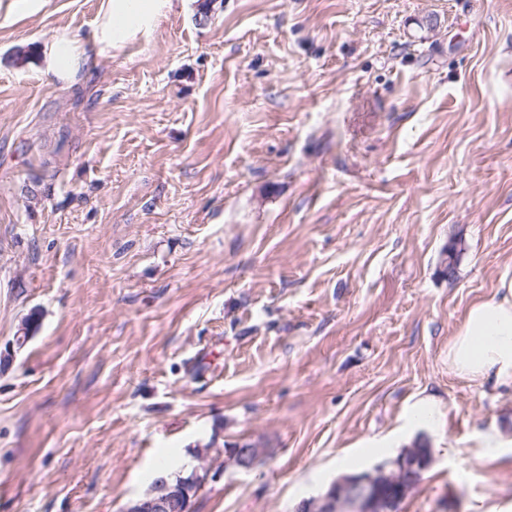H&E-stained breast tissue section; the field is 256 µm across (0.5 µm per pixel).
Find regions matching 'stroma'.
<instances>
[{
  "instance_id": "35a3bbf8",
  "label": "stroma",
  "mask_w": 512,
  "mask_h": 512,
  "mask_svg": "<svg viewBox=\"0 0 512 512\" xmlns=\"http://www.w3.org/2000/svg\"><path fill=\"white\" fill-rule=\"evenodd\" d=\"M100 4L0 27V512L243 443L191 512H295L418 438L399 512H512V382L448 367L512 277V0H173L42 75ZM173 0H102L89 45L67 30H57L41 49L42 74L68 84L89 72L100 57L147 39L172 9ZM263 453V448H233L228 459L224 460V468L227 464H231L239 470L249 471L256 467Z\"/></svg>"
}]
</instances>
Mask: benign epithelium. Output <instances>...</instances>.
Instances as JSON below:
<instances>
[{
    "instance_id": "7a95c632",
    "label": "benign epithelium",
    "mask_w": 512,
    "mask_h": 512,
    "mask_svg": "<svg viewBox=\"0 0 512 512\" xmlns=\"http://www.w3.org/2000/svg\"><path fill=\"white\" fill-rule=\"evenodd\" d=\"M264 450L254 447L234 448L224 464L249 471L256 467ZM418 469V463L403 458L393 463H379L347 483L334 482L325 493L305 501L300 512H397L400 499L382 492L380 480L397 481L407 470ZM191 492L182 484L173 485L159 476L152 489L131 501L123 512H173L190 510Z\"/></svg>"
}]
</instances>
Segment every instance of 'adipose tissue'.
Listing matches in <instances>:
<instances>
[{
	"mask_svg": "<svg viewBox=\"0 0 512 512\" xmlns=\"http://www.w3.org/2000/svg\"><path fill=\"white\" fill-rule=\"evenodd\" d=\"M172 8V0H101L90 41L55 31L41 49L42 73L72 82L100 57L148 38ZM448 365L476 381L495 375L512 380V278H502L496 296L475 303L448 347Z\"/></svg>",
	"mask_w": 512,
	"mask_h": 512,
	"instance_id": "ef3b65f1",
	"label": "adipose tissue"
}]
</instances>
